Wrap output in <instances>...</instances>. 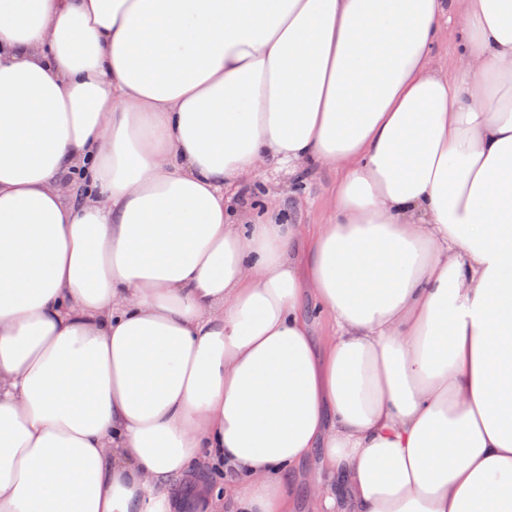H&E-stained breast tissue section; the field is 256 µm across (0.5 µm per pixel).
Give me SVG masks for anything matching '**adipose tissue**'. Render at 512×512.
Segmentation results:
<instances>
[{"mask_svg": "<svg viewBox=\"0 0 512 512\" xmlns=\"http://www.w3.org/2000/svg\"><path fill=\"white\" fill-rule=\"evenodd\" d=\"M270 165L339 172L328 222ZM198 471L512 512V0H0V512ZM458 22L452 21L444 28L434 49V62L448 73H454V60L458 49Z\"/></svg>", "mask_w": 512, "mask_h": 512, "instance_id": "obj_1", "label": "adipose tissue"}]
</instances>
